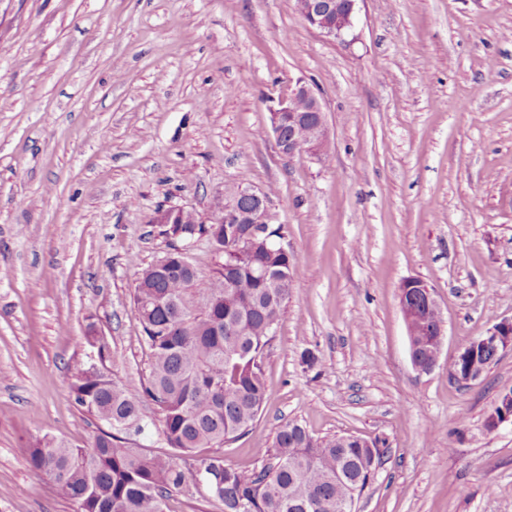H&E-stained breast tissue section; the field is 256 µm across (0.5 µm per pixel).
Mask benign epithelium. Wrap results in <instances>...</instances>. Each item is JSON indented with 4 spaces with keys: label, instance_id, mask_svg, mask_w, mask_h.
<instances>
[{
    "label": "benign epithelium",
    "instance_id": "1",
    "mask_svg": "<svg viewBox=\"0 0 512 512\" xmlns=\"http://www.w3.org/2000/svg\"><path fill=\"white\" fill-rule=\"evenodd\" d=\"M357 0H296V8L305 22L322 34L340 37L353 24ZM271 129L276 145L284 155L306 153L320 158L328 145L326 116L321 99L313 87L299 79L288 97L278 101L271 109ZM274 215L269 207L266 193L251 187L240 189L237 195L219 206L218 220L226 224H244L246 228L237 234L238 246L242 249L250 244L255 234H264L273 224ZM422 296L426 301V312L433 318L419 320L422 329L433 339L426 345L427 365L423 366L416 357H411L414 368L429 372L438 364L444 343V320L432 289L420 279L404 281L399 289V305L406 325L415 319L410 312L411 304ZM512 347V319L494 323L487 334L465 347L458 355L467 359L468 366L458 372L457 377L464 383L478 380L483 374L479 357L486 355L495 359L500 352Z\"/></svg>",
    "mask_w": 512,
    "mask_h": 512
}]
</instances>
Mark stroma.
<instances>
[{
  "label": "stroma",
  "mask_w": 512,
  "mask_h": 512,
  "mask_svg": "<svg viewBox=\"0 0 512 512\" xmlns=\"http://www.w3.org/2000/svg\"><path fill=\"white\" fill-rule=\"evenodd\" d=\"M299 79L326 114L318 161L271 130ZM247 186L272 189L301 275L225 463L260 466L296 420L385 443L355 512H512V423L485 427L512 350L471 383L448 371L512 318V0H358L336 39L295 0H0V512H78L45 492L30 440L103 429L74 401L77 366L141 398L128 258L165 253L157 210L207 221ZM410 278L445 322L427 373L399 307Z\"/></svg>",
  "instance_id": "stroma-1"
}]
</instances>
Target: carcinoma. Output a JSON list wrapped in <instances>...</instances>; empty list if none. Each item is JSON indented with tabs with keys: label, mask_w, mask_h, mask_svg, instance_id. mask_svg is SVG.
<instances>
[{
	"label": "carcinoma",
	"mask_w": 512,
	"mask_h": 512,
	"mask_svg": "<svg viewBox=\"0 0 512 512\" xmlns=\"http://www.w3.org/2000/svg\"><path fill=\"white\" fill-rule=\"evenodd\" d=\"M211 224H162L168 253L209 237ZM224 252L207 275L195 267L158 262L138 268L133 296L150 350L144 397L157 406L163 435L177 451L147 456L126 446L124 435L144 432L142 402L94 364L77 368L75 403L105 421L87 448L54 437H37L28 448L30 465L45 473L53 493L77 503L79 512H164L165 500L198 471L183 456L197 448L223 446L245 433L267 396L263 356L272 339L269 319H280L299 266L288 254L260 239L252 250H234L238 226H219ZM272 267L285 287L271 288L256 277ZM353 435L314 437L287 421L266 450L268 462L241 470L219 454L199 459L210 475L209 497L224 512H337L366 488L384 451L366 448Z\"/></svg>",
	"instance_id": "obj_1"
}]
</instances>
